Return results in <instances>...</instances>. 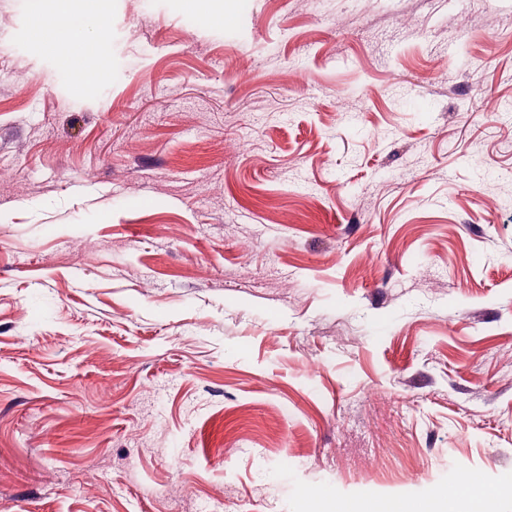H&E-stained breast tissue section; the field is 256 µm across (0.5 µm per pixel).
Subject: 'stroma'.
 Listing matches in <instances>:
<instances>
[{
	"label": "stroma",
	"instance_id": "35a3bbf8",
	"mask_svg": "<svg viewBox=\"0 0 512 512\" xmlns=\"http://www.w3.org/2000/svg\"><path fill=\"white\" fill-rule=\"evenodd\" d=\"M40 7L0 0V512L512 474V0H112L74 84Z\"/></svg>",
	"mask_w": 512,
	"mask_h": 512
}]
</instances>
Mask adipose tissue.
Here are the masks:
<instances>
[{
	"mask_svg": "<svg viewBox=\"0 0 512 512\" xmlns=\"http://www.w3.org/2000/svg\"><path fill=\"white\" fill-rule=\"evenodd\" d=\"M49 13L38 16V29L47 34L58 62L77 65L79 79L96 75V43L90 28H104L110 0H51ZM512 492V477L503 476L489 486L481 473H474L469 486L451 484L420 499H377L364 502L332 498L321 489L299 494L301 512H490V505Z\"/></svg>",
	"mask_w": 512,
	"mask_h": 512,
	"instance_id": "1",
	"label": "adipose tissue"
}]
</instances>
